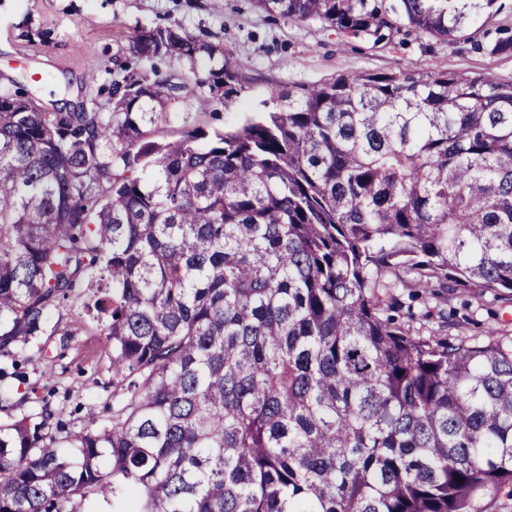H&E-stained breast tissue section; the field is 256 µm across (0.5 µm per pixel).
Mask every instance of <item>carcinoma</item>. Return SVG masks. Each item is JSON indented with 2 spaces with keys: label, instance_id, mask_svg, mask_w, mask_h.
Masks as SVG:
<instances>
[{
  "label": "carcinoma",
  "instance_id": "1",
  "mask_svg": "<svg viewBox=\"0 0 512 512\" xmlns=\"http://www.w3.org/2000/svg\"><path fill=\"white\" fill-rule=\"evenodd\" d=\"M378 43L465 38L497 0H256ZM107 112L0 89V381L83 291L112 415L0 421V512H471L512 486V336L415 334L395 289L512 295V83L340 73L155 142L157 62H240L143 28ZM512 56V30L479 46ZM463 481H457V478Z\"/></svg>",
  "mask_w": 512,
  "mask_h": 512
}]
</instances>
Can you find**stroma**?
<instances>
[{
    "instance_id": "35a3bbf8",
    "label": "stroma",
    "mask_w": 512,
    "mask_h": 512,
    "mask_svg": "<svg viewBox=\"0 0 512 512\" xmlns=\"http://www.w3.org/2000/svg\"><path fill=\"white\" fill-rule=\"evenodd\" d=\"M479 20L467 40L438 42L400 31L372 44L348 38L316 20L271 17L254 0H0V88H24L47 110L108 109L106 89L115 71L132 61L131 38L143 27L179 24L193 36L226 48L241 63L238 97L202 105L197 84L211 63L163 61L161 78L178 84L153 139L168 141L192 129L234 127L271 105L292 85L321 82L341 72L444 70L512 83V57H491L480 46L498 29H512V0ZM425 330L443 336H512V299L448 289L443 300L421 296L412 304ZM57 332L46 343L50 364H21L22 379H7L13 417L48 406L67 422L82 423L87 411L112 412L109 361L103 325L80 302L52 313Z\"/></svg>"
}]
</instances>
